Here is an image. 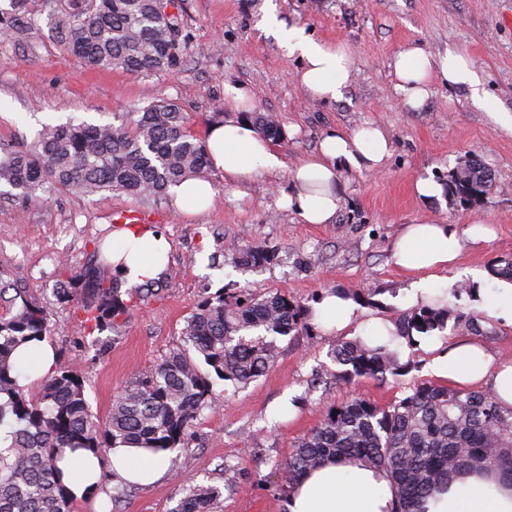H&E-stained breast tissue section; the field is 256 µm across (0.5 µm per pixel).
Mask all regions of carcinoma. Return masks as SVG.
<instances>
[{"label": "carcinoma", "mask_w": 512, "mask_h": 512, "mask_svg": "<svg viewBox=\"0 0 512 512\" xmlns=\"http://www.w3.org/2000/svg\"><path fill=\"white\" fill-rule=\"evenodd\" d=\"M0 7V37L24 35L35 23L30 0ZM46 26L57 45L94 69H120L150 76L180 64L184 51L179 0H43ZM258 132L277 140L279 126L261 112L245 114ZM209 157L181 108L166 99L127 113L119 124L45 125L32 144L0 140V185L20 191L33 204L52 190L83 196L117 192L138 202L156 201L188 178L206 179ZM491 171L475 156L450 175L448 192L463 205L480 200L493 186ZM239 265L256 268L273 259L260 246H233ZM0 288V512H73L72 498L58 478L64 449L133 444L156 453L188 445L200 412L215 403L211 375L239 388L274 362L276 339L308 329V309L278 292L243 288L207 296L182 330L183 345L162 364L126 385L115 397L106 423L94 419L83 378L72 370L50 374L29 397L19 385L15 349L49 331V312L21 285ZM59 299L75 302L97 330L115 324L145 294L121 298L118 279L95 264L85 268L83 287L59 283ZM452 313L439 299L397 322L410 346L415 335L446 328ZM194 350L208 370L188 355ZM348 384L381 382L415 368L386 346L351 340L332 351ZM366 459L386 470L396 488L395 512H425L423 503L456 477L492 469L512 481V408L485 390L431 381L408 386L404 397L382 406L362 397L329 407L320 423L300 437L277 464L281 491L289 494L312 468L329 458ZM223 491L196 486L171 512H222Z\"/></svg>", "instance_id": "1"}]
</instances>
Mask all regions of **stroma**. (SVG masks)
Masks as SVG:
<instances>
[{
    "instance_id": "stroma-1",
    "label": "stroma",
    "mask_w": 512,
    "mask_h": 512,
    "mask_svg": "<svg viewBox=\"0 0 512 512\" xmlns=\"http://www.w3.org/2000/svg\"><path fill=\"white\" fill-rule=\"evenodd\" d=\"M280 20L302 25L314 36L344 42L354 50L355 77L342 100L324 104L296 85L297 60L261 26L269 5ZM185 47L175 68L144 78L122 70L90 69L59 50L47 30L22 39H0V140L32 141L46 125L108 123L157 98L177 103L192 130L239 118L225 108L228 91L241 89L245 109L275 116L280 129L273 147L284 166L252 177L236 188L211 172L217 192L213 209L188 214L173 198L144 205L171 243L165 277L117 327L83 333L73 303L58 301L59 281L83 284L86 267L115 227L114 217L135 208L112 192L90 197L65 190L33 205L0 195V285L31 288L50 314L46 340L56 352V370L77 371L85 381L90 409L106 422L112 400L125 385L153 370L181 339L195 306L225 291L252 286L280 292L310 307L322 293L344 290L364 316L392 321L412 312L408 279L392 263L390 247L401 225L421 218H447L467 229L483 217L491 241L466 244L456 264L432 280L450 297L452 314L443 331L401 346L417 366L408 374L349 385L336 377L331 359L336 342L352 332L309 333L278 338V354L265 375L245 387L214 379L216 402L193 423L189 467L171 466L157 484L125 486L117 500L96 493L73 512H170L186 488L215 485L224 492V512H285L279 460L294 441L321 420L327 407L358 395L385 405L405 387L429 379L436 340L467 337L470 314L486 319L481 338L494 358L512 359V325L490 316L491 300L503 282L491 276L497 260L512 258V132L497 126L469 89L434 85L425 105L405 108L395 88L393 57L407 44L427 52H465L496 109L512 113V0H180ZM366 122L383 124L393 154L379 171L343 172L341 205L331 224H306L278 198L290 190V172L314 153L324 133ZM494 174V187L475 206L450 195L423 201L412 190L418 176L447 184L469 155ZM264 245L275 259L251 270L236 266L234 245ZM466 283L454 295L447 279Z\"/></svg>"
}]
</instances>
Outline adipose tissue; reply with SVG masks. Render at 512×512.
Returning a JSON list of instances; mask_svg holds the SVG:
<instances>
[{
	"mask_svg": "<svg viewBox=\"0 0 512 512\" xmlns=\"http://www.w3.org/2000/svg\"><path fill=\"white\" fill-rule=\"evenodd\" d=\"M268 24L289 55L299 59L294 73L299 88L318 101L340 100L354 79L351 47L316 38L305 27L282 24L274 15L269 16ZM392 68L401 102L407 108H420L436 83L470 88L477 103L485 107L491 104L463 52L451 50L436 56L411 44L394 56ZM206 146L213 167L223 172L228 187L259 173L278 172L284 165L269 141L240 120L212 124ZM391 155L390 137L381 124L328 131L318 151L292 170V188L284 200L304 223H333L341 201V173L383 169ZM486 237V229L479 224L464 233L441 219H418L403 225L392 242L391 256L410 279V302L417 306L432 303L429 279L454 266L466 242L476 243ZM102 250L123 288L130 289L164 276L170 244L158 228L141 226L113 232ZM314 320L327 332L353 329L371 346L391 343L396 334L391 321L363 319L348 296L339 293L327 294L316 304ZM435 347L438 354L429 369L436 378L456 387L489 385L502 406L512 407V361H493L479 344L468 340L439 341ZM13 360L22 372L21 385L31 386L52 372L54 353L46 340H35L19 348ZM169 464L168 458L145 449L119 446L97 452L67 451L57 466L71 498L80 501L98 489L104 470H111L115 481L149 486L164 478ZM394 501L389 474L368 461L354 459L327 462L309 471L287 497L285 508L287 512H391ZM425 509L512 512V485L492 473L470 475L437 490Z\"/></svg>",
	"mask_w": 512,
	"mask_h": 512,
	"instance_id": "ef3b65f1",
	"label": "adipose tissue"
}]
</instances>
